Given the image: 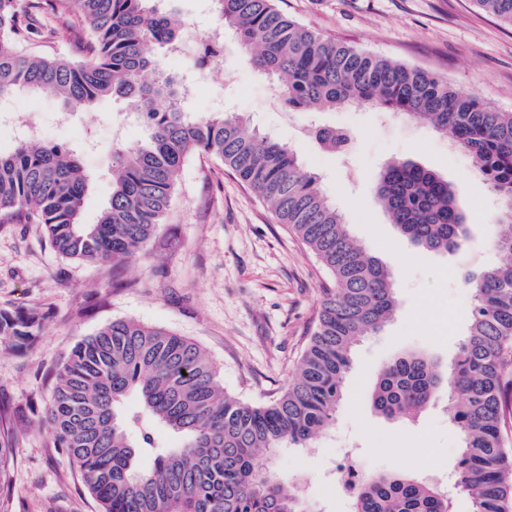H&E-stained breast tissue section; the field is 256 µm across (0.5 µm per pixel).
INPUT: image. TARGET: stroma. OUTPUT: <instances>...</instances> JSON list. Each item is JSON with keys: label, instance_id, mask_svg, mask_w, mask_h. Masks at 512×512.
Segmentation results:
<instances>
[{"label": "stroma", "instance_id": "1", "mask_svg": "<svg viewBox=\"0 0 512 512\" xmlns=\"http://www.w3.org/2000/svg\"><path fill=\"white\" fill-rule=\"evenodd\" d=\"M307 27L348 40L372 54L448 78L463 94L512 112V27L473 0H280ZM173 71L197 81L190 107L249 115L253 127L294 145L303 167L318 175L343 210L354 238L390 267L398 309L378 334L355 349L335 426L307 448L280 449L276 471L302 479L308 512H351L333 479L340 445L368 472H408L447 485L460 454V436L442 406L416 421H390L371 407L374 380L399 353L422 351L450 364L458 350L470 297L459 269L488 261L485 240L497 207L467 154L447 136L407 118L381 119L378 110L325 111L318 122L346 127L347 155L322 149L302 128L307 117L287 112L259 79L238 45L227 41L213 75L190 59ZM22 93L12 111L41 127L44 143L77 150L93 184L82 221L97 223L112 194V147L145 140V129L118 100L72 112L58 127L62 104ZM411 159L448 178L469 207L470 242L443 255L415 248L378 203L381 166ZM329 276L315 256L222 162L205 156L185 164L164 224L144 252L126 265L87 263L57 254L36 224H0V308L42 309L38 342L18 351L0 336V413L9 419L11 512H101L67 456L54 446L45 418L53 377L85 336L116 319L161 326L198 343L225 390L248 402L271 400L291 381L315 326Z\"/></svg>", "mask_w": 512, "mask_h": 512}]
</instances>
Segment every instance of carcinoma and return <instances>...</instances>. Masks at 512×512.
Wrapping results in <instances>:
<instances>
[{
  "mask_svg": "<svg viewBox=\"0 0 512 512\" xmlns=\"http://www.w3.org/2000/svg\"><path fill=\"white\" fill-rule=\"evenodd\" d=\"M0 0V104L27 91L64 107L124 101L148 128L146 140L112 154V195L95 224L82 222L93 176L78 153L30 137L0 151V223L39 224L60 255L120 266L164 223L187 159L220 160L271 209L331 275L314 331L288 388L252 404L228 395L192 339L119 319L65 358L47 407L55 442L102 512H306L298 482L271 458L304 448L336 423L351 353L380 332L398 301L393 271L351 236L344 214L287 144L247 131L244 114L190 112L184 76L165 71L154 47L170 49L185 22L154 0ZM217 26L237 42L259 78L291 112L367 106L402 115L451 138L498 203L490 263L459 272L472 295L450 368L422 351L380 371L374 411L413 417L444 401L463 444L453 470L472 512H512V112L457 92L442 76L370 54L285 15L276 0H211ZM512 26V0H474ZM71 21L85 44L73 61L28 49L51 44L46 16ZM225 44L203 42L197 62L218 63ZM306 135L346 154L350 133L309 124ZM378 199L416 248L456 253L469 243L467 213L437 172L394 160L379 173ZM38 311L0 310V336L24 345L44 327ZM136 407H125L128 397ZM180 438L172 448L156 429ZM352 512H454L438 486L409 473L364 476Z\"/></svg>",
  "mask_w": 512,
  "mask_h": 512,
  "instance_id": "1",
  "label": "carcinoma"
}]
</instances>
